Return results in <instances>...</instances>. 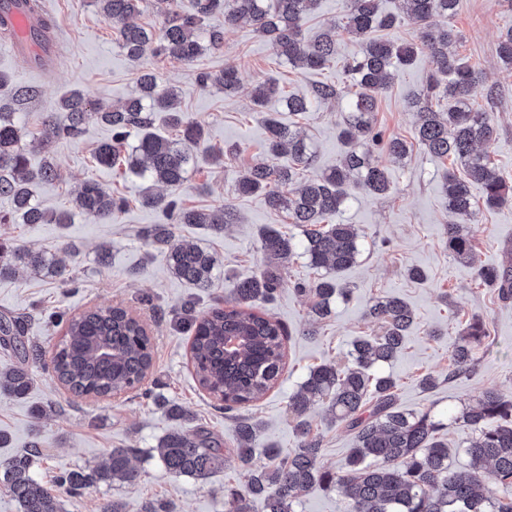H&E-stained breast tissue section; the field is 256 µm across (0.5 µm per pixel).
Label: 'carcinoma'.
<instances>
[{
  "label": "carcinoma",
  "mask_w": 512,
  "mask_h": 512,
  "mask_svg": "<svg viewBox=\"0 0 512 512\" xmlns=\"http://www.w3.org/2000/svg\"><path fill=\"white\" fill-rule=\"evenodd\" d=\"M36 18L31 39L48 45L57 22L44 12L42 0H24ZM101 16L112 25L116 42L127 56L138 60L146 51L171 57L188 65L209 50L224 44V28L247 23L275 48L280 58L295 69L318 71L336 64L338 32L361 41V51L343 63L346 84L313 85L308 94H284L276 82L258 86L253 102L264 106L279 96L288 112L300 117L312 104L350 97L342 113L339 138L345 150L336 164L314 179L297 185L299 171L315 162L316 152L298 130L297 123L266 119L268 136L265 158L248 167L239 179L240 195L261 194L270 209L284 212L289 223L300 228V236L271 225L259 229L262 251L270 262L255 276L234 285L233 301L216 305L200 314L188 300L181 310L188 316L192 333L191 362L199 386L228 411L246 408L273 389L286 364L288 336L278 321L256 311V304L272 300L285 286L311 298V312L318 320L330 312L331 302L347 301L351 291L343 287L340 275L360 255L359 235L352 224L334 218L355 192L382 197L389 193L388 172L372 157L368 145H381L388 155L402 160L413 147L437 159H451L463 175L445 173L444 197L448 212L473 221L481 210L508 201L512 188L498 176L488 152L482 150L498 140V129L472 101L483 87L479 71L466 65L448 46L458 40L448 26L461 0H399L403 15L419 26V43H399L378 37L377 31H391L398 23L393 14L378 13V0H345L342 22L331 24L313 42L303 37V25L317 6V0H192L187 14L167 12L158 34L131 19L141 13L144 0H93ZM220 24H212L216 17ZM442 19L436 31L429 30L434 18ZM426 52L434 73L426 93L411 102L418 116L414 141L399 136L384 137L374 126L377 95L388 87L390 71L410 66L419 53ZM496 53L504 64H512V28L501 34ZM196 81L202 87L215 85L227 93L240 84L238 70L227 67L221 73L201 70ZM444 95L452 100L448 111L433 108L432 100ZM83 93L73 91L62 98L57 111L43 122L38 146L49 148L58 137H80L90 118L108 126L112 138L97 148V165L120 162L148 183L140 203L162 209L168 223L154 224L146 231L151 246L165 253L171 272L196 288H212L224 281L217 273L213 254L200 245L176 239L177 224L200 225L214 234L235 223L229 204L215 214L207 209L186 208L173 195L155 193L164 185L178 190L193 167L195 152L210 150L215 162L233 153L207 146L204 127L178 109V92L160 83L156 73L145 71L137 78L135 95L108 110L87 109ZM156 112L167 113L174 138L151 131ZM23 128L18 112L0 108V196L12 199V222L24 224H69L78 211L110 223L119 217L125 201L88 179L78 190L72 207L47 211L32 197L30 184L56 177L49 162L34 170L29 167L22 144ZM286 153L291 163L278 164ZM481 185L483 195L475 198L470 185ZM448 248L458 258L475 265L477 279L497 290L499 297L512 299V258L498 267L476 264L469 234L459 224L448 225ZM305 257L310 266L324 271L317 280H293L289 264ZM20 264L48 277L69 281L66 265L54 255L15 248L0 240V278H9ZM365 315L378 325L375 335L352 346L349 358L330 361L310 369L300 388L289 397L291 424L298 447L284 452L272 445L262 447L268 464L254 463L258 426L245 415L233 417L235 440L227 444L204 427L191 425L181 406H169L171 418L179 425L159 442L161 464L173 477L206 479L224 468L226 458L236 457L239 481L224 485L225 512H294L297 499L315 484L341 489L346 512H512V399L497 391L480 393L463 408L457 420L475 435L466 442L468 464H448V448L439 439L441 423L427 413H405L396 406V379L375 375L370 370L393 362L401 352L413 324V312L399 297L374 298ZM25 321L21 317H0V349L11 360L0 368V395L22 399L33 378L27 363L37 356L34 342H25ZM245 340L235 357L224 354V337ZM486 336L478 318L467 325L463 337L452 347V368L448 377L465 374L476 366L477 351ZM153 365V346L145 322L122 306L95 308L66 319L53 366L58 381L79 396L107 398L138 388ZM326 406L330 421L353 433L345 467L333 471L320 465V439L312 434L310 410L316 403ZM41 442L24 454L0 464V492L12 497L20 512H65L63 495H78L105 484L135 487L141 471L132 463L136 448H114L95 468L60 474L47 485L35 477L33 468Z\"/></svg>",
  "instance_id": "cac0c4a2"
}]
</instances>
